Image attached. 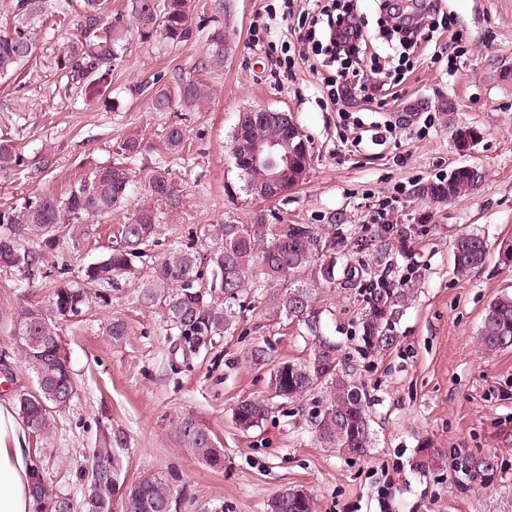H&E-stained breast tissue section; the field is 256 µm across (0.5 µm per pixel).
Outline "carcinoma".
Wrapping results in <instances>:
<instances>
[{"label":"carcinoma","instance_id":"cac0c4a2","mask_svg":"<svg viewBox=\"0 0 512 512\" xmlns=\"http://www.w3.org/2000/svg\"><path fill=\"white\" fill-rule=\"evenodd\" d=\"M46 0H11L10 27L0 29V77L14 73L35 57L33 30L46 13ZM193 0H132L136 17L150 21L160 18L161 34L172 43L192 35ZM78 36L65 47L58 67L71 83L88 82L107 88L112 80V62L122 51L127 29L120 17H112L106 0H82L79 13L72 19ZM209 94L205 83L194 77L183 79L177 98L165 90L155 92L152 105L157 112L178 107L185 112L205 109ZM250 135L264 140H281L287 131L281 124L256 121L249 125ZM186 137L177 125L167 128L162 146L177 153ZM235 167L244 182V190L256 199L273 200L268 192L256 190L260 172L245 160V147L233 140ZM24 156L14 146L0 142V181L10 179L23 166ZM482 181V172L474 167L452 172L448 177L429 182L419 194L439 204L470 194ZM131 185L129 169L121 163L99 165L77 181L65 197L34 194L24 198L14 209L0 210V224H15L18 234H26L37 249L21 246L16 235L0 234V268H23L41 273L45 256L60 244L86 235L85 221L112 213L120 208ZM151 195L169 207L179 205L180 196L169 171L156 170L150 176ZM156 214L140 210L127 224L121 225L120 242L97 262L84 270L76 284L54 286L50 313L37 307L3 314L17 339L21 357L36 378L32 391L16 395L15 408L29 432L49 438L55 417L76 396L77 386L70 366L66 343L58 332L57 320L80 315L88 305L91 291L117 285L133 271L135 262L146 256L155 234ZM333 232L324 235L311 224H282L274 214H261L254 224H222L220 239L202 256L193 248L181 250L154 267L152 279L140 288L139 297L147 305H161L167 313V325L174 346L198 353L216 336L235 330L241 313V297L256 283H297L270 294L272 312L296 320L311 341V353L302 362H282L270 373L274 396L300 398L319 390L325 405L315 427L321 442L343 451L356 449L355 455L367 453L372 445L370 394L361 380L358 364L343 353L336 340L325 335L323 310L318 307L315 291L319 287L344 285L364 290L366 307L360 316L362 352L386 353L399 342L396 325L407 305L411 288L403 281L397 285L387 278L391 271L393 242L388 234L353 242L358 253L369 261L362 264L339 261ZM490 254L485 236L474 232L458 235L453 247L454 267L463 276L482 265ZM483 351L494 354L512 348V294L504 293L485 310L479 328ZM269 413L265 399L243 400L233 410L235 423L243 430L259 426ZM181 443L192 455L211 468H224V450L214 434L191 418L182 421ZM125 436L102 425L93 449L89 469L81 472L85 484L79 498L60 495L48 485L41 460L35 458L31 471V496L36 512H173L177 505L173 485L161 475H147L128 484L127 496L117 495L123 459L115 452ZM495 464L492 456H459L454 468L474 478ZM280 512H314L311 495H299L285 488L277 496Z\"/></svg>","mask_w":512,"mask_h":512}]
</instances>
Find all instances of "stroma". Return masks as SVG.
<instances>
[{
    "mask_svg": "<svg viewBox=\"0 0 512 512\" xmlns=\"http://www.w3.org/2000/svg\"><path fill=\"white\" fill-rule=\"evenodd\" d=\"M198 16L224 32V63L201 68L211 54L208 31L182 43L156 34L155 23L134 17L131 0H110L128 24L125 51L112 69L105 94L71 86L57 61L75 31L71 25L35 29L38 52L16 74L0 78V140L11 141L26 162L0 182V210L32 193L63 195L102 163L121 160V145L143 137L141 154L126 161L132 185L123 207L88 221L79 244L46 256L48 278L0 268V311L48 306L57 282L81 279V270L119 241L122 224L140 208L155 209L153 244L137 260L131 279L91 295L77 317L59 320L77 383L71 404L56 417L51 438L28 437L30 457L42 459L54 491L81 497V470L89 467L99 430L111 424L127 442L120 455L126 481L167 477L179 494L180 512H268L284 488L313 496L315 512H512V348L494 355L479 347L478 331L490 302L512 293V265L490 256L467 278L453 265L455 238L465 232L495 243L512 237V83L499 77L512 67V0H441L437 24L453 17L439 42L456 58L455 69L435 60L433 47L382 60L374 80L400 78L390 105L364 96L330 102L322 83L302 63L284 65L285 47L296 44L300 14L311 0H294L288 18L269 19L282 0H194ZM203 80L210 93L202 112H157L151 86L175 91L179 79ZM269 107L292 114L309 145L304 181L276 201L289 224L341 225L346 240L369 239L384 229L406 231L394 256L393 281L411 283L412 302L397 324L400 342L384 354H365L354 337L364 297L350 288H322L316 295L325 333L358 361L372 399L374 443L363 456H348L321 443L314 393L286 401L272 396L269 366L254 365V346L268 349L272 364L300 361L309 345L297 323L271 314L267 290H251L231 336L182 357L170 342L165 311L138 296L159 257L186 245L209 250L221 224L254 223L261 203L241 189L232 159L240 110ZM186 131L175 154L161 146L169 126ZM478 131L467 152L454 132ZM48 158V166L38 158ZM483 173L478 188L455 200L421 199L419 186L460 166ZM169 169L180 208L152 197L148 178ZM234 185L236 194L225 191ZM120 316L128 335L113 345L107 326ZM12 376L0 385V402L33 389L16 339L0 331ZM264 398L266 419L241 431L232 410L242 400ZM192 417L216 436L224 467L212 469L182 447L177 428ZM439 449L428 472L411 463L421 443ZM456 454L491 455L497 468L472 480L452 465Z\"/></svg>",
    "mask_w": 512,
    "mask_h": 512,
    "instance_id": "obj_1",
    "label": "stroma"
}]
</instances>
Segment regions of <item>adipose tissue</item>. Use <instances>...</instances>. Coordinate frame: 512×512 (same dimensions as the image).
<instances>
[{"label": "adipose tissue", "instance_id": "1", "mask_svg": "<svg viewBox=\"0 0 512 512\" xmlns=\"http://www.w3.org/2000/svg\"><path fill=\"white\" fill-rule=\"evenodd\" d=\"M30 466L25 432L0 403V512H32Z\"/></svg>", "mask_w": 512, "mask_h": 512}]
</instances>
